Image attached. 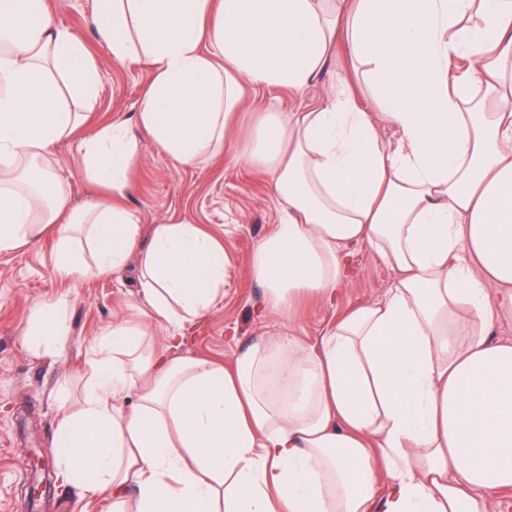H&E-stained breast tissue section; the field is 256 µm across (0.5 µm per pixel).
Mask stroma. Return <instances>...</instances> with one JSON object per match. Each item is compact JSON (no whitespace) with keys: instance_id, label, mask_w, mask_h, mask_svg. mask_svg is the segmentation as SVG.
Listing matches in <instances>:
<instances>
[{"instance_id":"stroma-1","label":"stroma","mask_w":512,"mask_h":512,"mask_svg":"<svg viewBox=\"0 0 512 512\" xmlns=\"http://www.w3.org/2000/svg\"><path fill=\"white\" fill-rule=\"evenodd\" d=\"M57 24L81 40L99 77L96 108L81 138L50 147L44 162L70 188L72 202L83 206L101 199V190L83 169L82 137L96 127L124 123L138 134V102L150 82L147 62L113 60L91 24L94 0H46ZM333 71L325 73L304 97L278 87L245 86L235 133L217 153L196 168H180L161 152L143 145L130 172L133 190L127 206L143 231L156 224H194L209 238L223 243L230 260L224 298L213 310L185 328L166 326L147 314L138 294L136 262L106 275L82 280L60 278L54 271L57 236L46 231L19 246L0 250V512H108L109 505L81 497L61 478L37 500L28 497L35 474L34 455L56 467L52 440L62 399L79 400L82 377L99 336L116 322L133 319L147 331L146 343L182 336L180 355L216 362L231 359L263 331L279 330L294 321L299 335H320L348 309L381 298L394 278L393 270L369 245L351 249V273L333 304L300 303L292 315L268 314L259 304L263 288L252 276L247 259L255 245L280 223L282 213L271 188L272 175L246 164L238 153V137L254 126L259 113L295 112L328 97L336 69L348 67L337 52ZM66 301L65 345L53 358L32 355L25 341L28 320L44 301Z\"/></svg>"}]
</instances>
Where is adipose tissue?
I'll list each match as a JSON object with an SVG mask.
<instances>
[{
	"mask_svg": "<svg viewBox=\"0 0 512 512\" xmlns=\"http://www.w3.org/2000/svg\"><path fill=\"white\" fill-rule=\"evenodd\" d=\"M211 7L98 0L113 59H147L153 77L141 138L110 123L84 139L109 194L76 207L65 182L19 162L83 127L96 66L45 0H0V249L55 229L56 272L77 277L82 233L95 273L138 254L155 318L204 315L228 254L192 224L154 225L138 246L125 200L140 142L197 166L230 136L242 84L305 94L339 48L351 69L325 104L263 113L240 139L284 212L248 265L275 312L333 303L358 243L396 276L316 340L288 325L223 363L171 357L172 336L142 350L138 323L113 324L59 416L65 482L112 512H487V493L512 488V341L490 334L512 309V0H221L215 20ZM64 305L31 318L34 354L60 350Z\"/></svg>",
	"mask_w": 512,
	"mask_h": 512,
	"instance_id": "obj_1",
	"label": "adipose tissue"
}]
</instances>
